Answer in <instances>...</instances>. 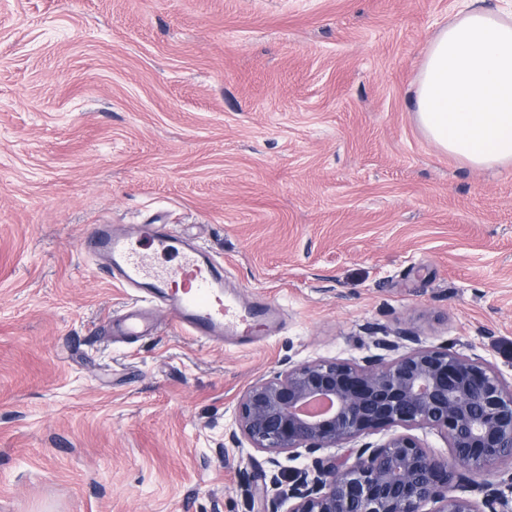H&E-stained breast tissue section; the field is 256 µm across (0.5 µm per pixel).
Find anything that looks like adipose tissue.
<instances>
[{
    "label": "adipose tissue",
    "instance_id": "1",
    "mask_svg": "<svg viewBox=\"0 0 512 512\" xmlns=\"http://www.w3.org/2000/svg\"><path fill=\"white\" fill-rule=\"evenodd\" d=\"M414 105L438 148L476 168L512 167V12L461 0L426 50Z\"/></svg>",
    "mask_w": 512,
    "mask_h": 512
}]
</instances>
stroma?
I'll list each match as a JSON object with an SVG mask.
<instances>
[{
  "label": "stroma",
  "instance_id": "stroma-1",
  "mask_svg": "<svg viewBox=\"0 0 512 512\" xmlns=\"http://www.w3.org/2000/svg\"><path fill=\"white\" fill-rule=\"evenodd\" d=\"M458 0H0V512H274L225 428L255 381L380 334L512 382V167L437 149L411 105ZM171 224L281 326L157 321L81 252Z\"/></svg>",
  "mask_w": 512,
  "mask_h": 512
}]
</instances>
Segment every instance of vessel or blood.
Listing matches in <instances>:
<instances>
[{"mask_svg": "<svg viewBox=\"0 0 512 512\" xmlns=\"http://www.w3.org/2000/svg\"><path fill=\"white\" fill-rule=\"evenodd\" d=\"M138 236L149 247L140 252L129 243L128 234L115 225H94L81 242L95 257L104 277L119 287L137 292L145 299L142 307L127 311L112 322L113 336L148 334L158 311H165L175 326L196 338L221 342L248 340L277 321L267 304L241 307L238 298L224 288V264L198 243L180 238L176 229L154 224L140 225ZM173 250V265L156 264L150 249Z\"/></svg>", "mask_w": 512, "mask_h": 512, "instance_id": "vessel-or-blood-1", "label": "vessel or blood"}]
</instances>
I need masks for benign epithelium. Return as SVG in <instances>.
Returning <instances> with one entry per match:
<instances>
[{
  "mask_svg": "<svg viewBox=\"0 0 512 512\" xmlns=\"http://www.w3.org/2000/svg\"><path fill=\"white\" fill-rule=\"evenodd\" d=\"M381 353L362 362L321 359L251 385L237 402L229 439L269 454L353 450L348 465L316 461L296 470L279 492L286 512H499L512 472L466 495L461 471L512 469V384L493 366L451 346H423L405 334L375 341ZM430 428L448 441L438 456L413 435L381 443L365 438L386 427Z\"/></svg>",
  "mask_w": 512,
  "mask_h": 512,
  "instance_id": "benign-epithelium-1",
  "label": "benign epithelium"
}]
</instances>
